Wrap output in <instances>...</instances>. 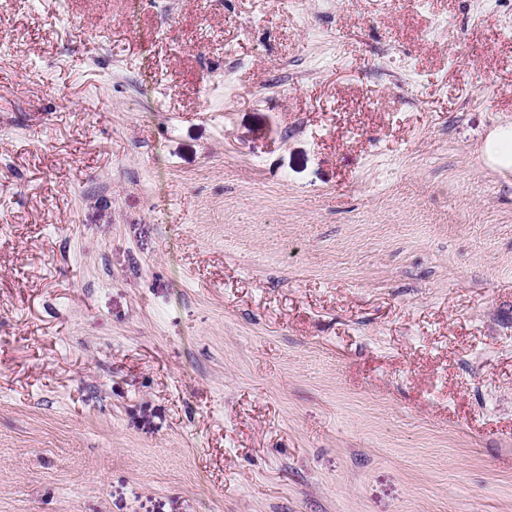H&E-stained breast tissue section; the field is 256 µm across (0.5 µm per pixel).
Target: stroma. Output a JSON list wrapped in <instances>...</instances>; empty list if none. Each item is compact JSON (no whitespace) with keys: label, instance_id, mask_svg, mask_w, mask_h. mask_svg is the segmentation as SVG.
<instances>
[{"label":"stroma","instance_id":"stroma-1","mask_svg":"<svg viewBox=\"0 0 512 512\" xmlns=\"http://www.w3.org/2000/svg\"><path fill=\"white\" fill-rule=\"evenodd\" d=\"M512 0H0V512H512ZM484 154L494 166L512 169V125L494 131L484 146Z\"/></svg>","mask_w":512,"mask_h":512}]
</instances>
